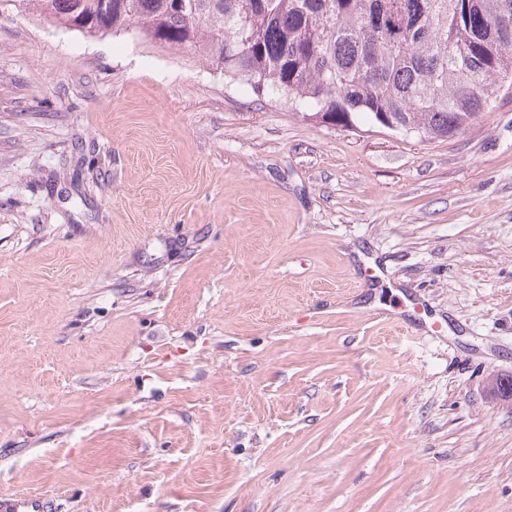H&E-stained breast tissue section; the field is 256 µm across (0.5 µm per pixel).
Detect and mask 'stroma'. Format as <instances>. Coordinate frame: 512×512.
I'll return each mask as SVG.
<instances>
[{
  "label": "stroma",
  "mask_w": 512,
  "mask_h": 512,
  "mask_svg": "<svg viewBox=\"0 0 512 512\" xmlns=\"http://www.w3.org/2000/svg\"><path fill=\"white\" fill-rule=\"evenodd\" d=\"M512 92L427 140L0 4V494L512 512Z\"/></svg>",
  "instance_id": "35a3bbf8"
}]
</instances>
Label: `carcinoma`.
Masks as SVG:
<instances>
[{"mask_svg": "<svg viewBox=\"0 0 512 512\" xmlns=\"http://www.w3.org/2000/svg\"><path fill=\"white\" fill-rule=\"evenodd\" d=\"M96 37L135 31L332 126L450 138L512 86V0H14Z\"/></svg>", "mask_w": 512, "mask_h": 512, "instance_id": "cac0c4a2", "label": "carcinoma"}]
</instances>
